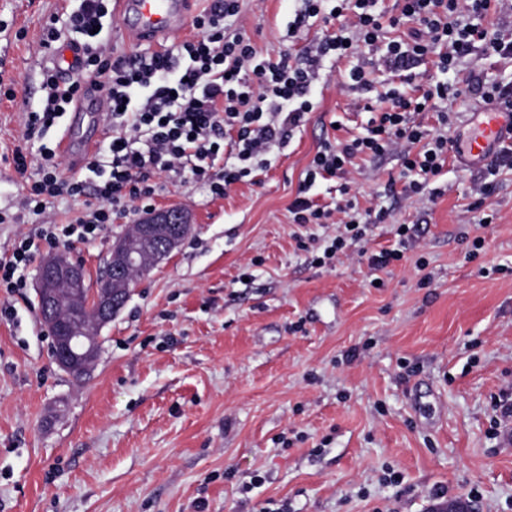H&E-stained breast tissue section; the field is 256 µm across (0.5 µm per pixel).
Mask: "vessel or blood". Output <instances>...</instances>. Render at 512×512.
Instances as JSON below:
<instances>
[{"instance_id": "obj_1", "label": "vessel or blood", "mask_w": 512, "mask_h": 512, "mask_svg": "<svg viewBox=\"0 0 512 512\" xmlns=\"http://www.w3.org/2000/svg\"><path fill=\"white\" fill-rule=\"evenodd\" d=\"M126 32L140 41L156 43L185 30L191 0H114ZM108 107L104 92L88 88L71 108L69 123L58 148L71 170H79L98 147L101 116ZM512 141V113L487 110L477 113L454 145L456 158L472 167L485 165L503 143Z\"/></svg>"}]
</instances>
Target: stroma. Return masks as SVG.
Segmentation results:
<instances>
[{"mask_svg":"<svg viewBox=\"0 0 512 512\" xmlns=\"http://www.w3.org/2000/svg\"><path fill=\"white\" fill-rule=\"evenodd\" d=\"M77 0H0V256L39 219L13 164L22 112L44 96L45 28ZM299 0H246L251 36L270 54L318 42L315 24L289 41ZM345 59L314 89L317 107L261 185L226 196L167 180L151 211L179 207L189 234L101 331L102 354L75 381L51 355L35 276L0 288V512H430L435 492L475 512H512V445L494 401L512 391V170L474 208L481 172L456 158L441 196L388 200L369 248L395 246L382 272L356 256L319 267L317 239L300 249L288 205L322 138L359 132L368 92L343 84ZM512 80V59L475 50L453 77ZM341 121L332 129V121ZM396 156L352 169L367 208ZM149 211L133 205L94 241L65 253L94 285L113 242ZM484 246L469 257L472 238ZM425 267H417V260ZM382 287H374V278ZM356 359H348L349 350ZM261 485H254V476Z\"/></svg>","mask_w":512,"mask_h":512,"instance_id":"35a3bbf8","label":"stroma"}]
</instances>
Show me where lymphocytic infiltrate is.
I'll return each mask as SVG.
<instances>
[{"label": "lymphocytic infiltrate", "mask_w": 512, "mask_h": 512, "mask_svg": "<svg viewBox=\"0 0 512 512\" xmlns=\"http://www.w3.org/2000/svg\"><path fill=\"white\" fill-rule=\"evenodd\" d=\"M301 2L291 27L301 29L313 18L336 26L313 56L262 54L248 33L240 0H215L209 11L195 16V39L133 56L104 54L107 0H80L64 28L49 27L51 43L62 32L73 34L82 48L81 69L66 79L53 69L44 72L45 97L39 109L28 111L23 140L31 141L67 112L89 78L106 93L112 133L104 152L86 164L96 177L92 183L62 178L55 149L44 147L36 154L15 150L16 172L33 177L26 202L43 222L18 240L9 258L0 260V288L12 293L25 287L20 270L41 249L67 247L76 239L95 240L132 203H149L161 178L187 174L209 183L218 196L241 182L260 183L275 149L284 147L293 130L315 110L313 89L332 75L326 60L349 58L365 48L375 53L377 67L409 83L416 78L417 65L432 54L444 73L479 42L489 52L512 56V36L489 35L482 25L493 0H401L399 15L392 17L379 10V0H335L330 8L326 0ZM403 25L406 35L388 36V29ZM465 92L492 108L512 109L510 85L477 75L463 87L433 81L416 97L388 90L365 105L368 119L361 133L322 140L288 207L299 227L335 224L336 233L326 237L318 265L332 264L352 245L357 246L359 259L375 271L402 258L396 249L370 253L361 248L368 231L383 223L389 212L358 209L345 181L348 169L358 159L395 154L401 170L388 179L385 196L422 193L430 179L441 174L452 148L443 106ZM431 110L436 126L417 122V115ZM219 160L224 167L218 172L214 165ZM333 178L341 181L337 199L321 205L310 198L317 181ZM62 196L83 203L85 213L73 223H57L48 210Z\"/></svg>", "instance_id": "lymphocytic-infiltrate-1"}]
</instances>
